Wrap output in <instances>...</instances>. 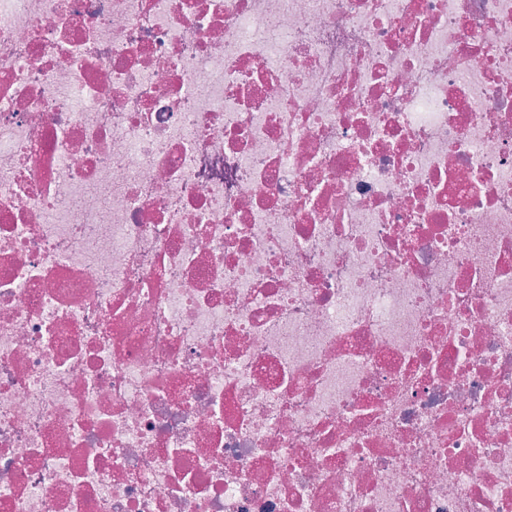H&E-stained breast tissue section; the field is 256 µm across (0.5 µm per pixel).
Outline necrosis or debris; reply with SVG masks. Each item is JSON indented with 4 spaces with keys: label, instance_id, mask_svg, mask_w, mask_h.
Instances as JSON below:
<instances>
[{
    "label": "necrosis or debris",
    "instance_id": "obj_1",
    "mask_svg": "<svg viewBox=\"0 0 512 512\" xmlns=\"http://www.w3.org/2000/svg\"><path fill=\"white\" fill-rule=\"evenodd\" d=\"M0 512H512V0H0Z\"/></svg>",
    "mask_w": 512,
    "mask_h": 512
}]
</instances>
